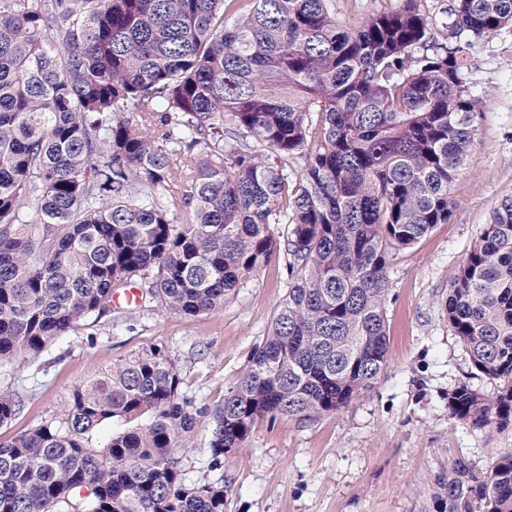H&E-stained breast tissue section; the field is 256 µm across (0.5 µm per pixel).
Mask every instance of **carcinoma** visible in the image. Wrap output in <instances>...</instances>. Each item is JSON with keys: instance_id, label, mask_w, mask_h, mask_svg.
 <instances>
[{"instance_id": "carcinoma-1", "label": "carcinoma", "mask_w": 512, "mask_h": 512, "mask_svg": "<svg viewBox=\"0 0 512 512\" xmlns=\"http://www.w3.org/2000/svg\"><path fill=\"white\" fill-rule=\"evenodd\" d=\"M423 2L349 24L335 0H0L1 367L96 325L136 279L142 299L207 315L288 259V294L220 404L183 393L160 347L116 363L0 439V512H63L83 490L82 512H224L223 478L187 476L202 424L216 471L261 422L336 410L376 379L393 251L448 223L483 118L470 59L512 28V0H452L440 27ZM444 310L497 384L453 389L451 416L512 431V196ZM20 406L1 391L0 426ZM440 491L444 512H512V454L482 476L455 460Z\"/></svg>"}]
</instances>
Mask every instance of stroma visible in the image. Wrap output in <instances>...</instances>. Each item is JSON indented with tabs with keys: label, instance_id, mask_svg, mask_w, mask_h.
<instances>
[{
	"label": "stroma",
	"instance_id": "1",
	"mask_svg": "<svg viewBox=\"0 0 512 512\" xmlns=\"http://www.w3.org/2000/svg\"><path fill=\"white\" fill-rule=\"evenodd\" d=\"M471 77L484 110L477 143L450 187L449 222L391 259L390 343L381 372L339 409L264 421L225 454L224 512H441L439 487L456 459L482 473L498 454L512 452L511 431L490 436L448 413L453 388L466 383L490 393L494 385L472 374L443 310L494 206L512 195V30L477 44ZM287 292L279 260L206 316L118 305L97 326L0 370V389L23 399L0 438L59 417L79 385L156 347L176 363L197 405L221 403Z\"/></svg>",
	"mask_w": 512,
	"mask_h": 512
}]
</instances>
